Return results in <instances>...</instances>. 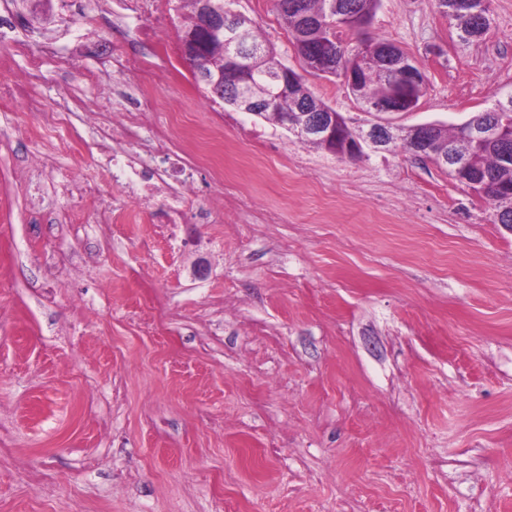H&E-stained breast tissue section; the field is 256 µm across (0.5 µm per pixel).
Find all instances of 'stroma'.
<instances>
[{"label": "stroma", "mask_w": 512, "mask_h": 512, "mask_svg": "<svg viewBox=\"0 0 512 512\" xmlns=\"http://www.w3.org/2000/svg\"><path fill=\"white\" fill-rule=\"evenodd\" d=\"M0 81L85 101L61 156L25 98L0 100V512H512V231L489 204L402 150L341 159L205 95L173 0L155 44L106 22L112 0H14ZM286 66L351 121L341 78L307 72L274 0H235ZM465 41L437 0H381L367 30L421 68L418 111L454 127L512 85V0ZM157 56L151 115L193 152L223 143L244 195L225 224H101L125 200L34 195L98 157L90 112L124 81L112 54ZM49 168L33 166L34 157ZM177 248H170V238Z\"/></svg>", "instance_id": "stroma-1"}]
</instances>
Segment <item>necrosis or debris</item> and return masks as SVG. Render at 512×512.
Returning <instances> with one entry per match:
<instances>
[{
	"instance_id": "4bbe7bcc",
	"label": "necrosis or debris",
	"mask_w": 512,
	"mask_h": 512,
	"mask_svg": "<svg viewBox=\"0 0 512 512\" xmlns=\"http://www.w3.org/2000/svg\"><path fill=\"white\" fill-rule=\"evenodd\" d=\"M113 63L119 71L136 74L137 80L112 92V109L119 120L106 125L93 170L71 168L62 172L63 186L69 193L84 196L97 193L100 180L110 181L128 203L103 212L102 220L107 224H179L186 218L195 224L213 223L215 214L224 211L223 202L213 201L197 208L190 205L195 172L207 169L214 172L216 179L224 177L223 168L215 166L206 152H199L190 162L176 153L169 141L159 139L151 146L157 165L138 166L119 148V138L140 136L147 115L160 111L162 105L153 94L154 72L149 62L118 56ZM29 106L32 111L41 112L43 133L55 141L58 153L68 154L76 135L70 119L74 102L67 100L46 111L35 100Z\"/></svg>"
}]
</instances>
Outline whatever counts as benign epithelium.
<instances>
[{
  "label": "benign epithelium",
  "instance_id": "7a95c632",
  "mask_svg": "<svg viewBox=\"0 0 512 512\" xmlns=\"http://www.w3.org/2000/svg\"><path fill=\"white\" fill-rule=\"evenodd\" d=\"M200 28L182 35L181 51L187 57L197 55L200 36L209 37L215 44L226 49L228 67L236 72L247 73L252 69L254 59L261 54V48L248 41L247 31L239 14L229 6L219 7L213 0H199ZM378 52L393 70V82L397 95L392 101L359 97L370 114L389 112H414L425 92V77L416 63L394 44L376 45ZM362 55L351 58L342 74L343 79L354 92L361 87ZM288 126L297 129L300 139H315L322 143L327 152L336 155L366 156V151L386 150L393 142L395 127L387 122L376 121L362 132L349 138L339 132L336 116L329 112H290L285 117ZM436 123L429 122L411 128L408 141L410 148L429 155L440 163L451 162L463 173L468 172L465 160L448 148V153H436L432 143V131ZM463 137L471 140H490L503 143L512 141V130L499 124L477 125L466 121L459 125Z\"/></svg>",
  "mask_w": 512,
  "mask_h": 512
}]
</instances>
